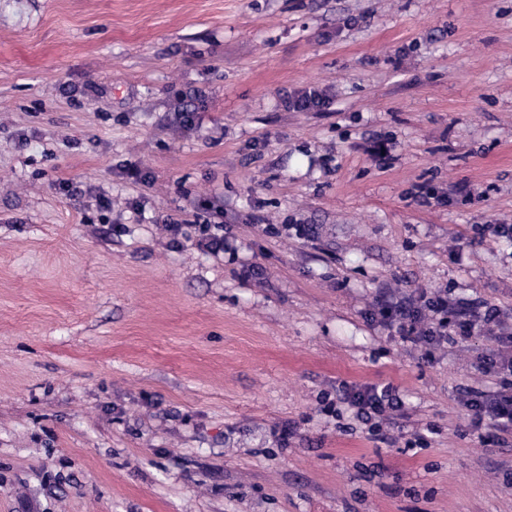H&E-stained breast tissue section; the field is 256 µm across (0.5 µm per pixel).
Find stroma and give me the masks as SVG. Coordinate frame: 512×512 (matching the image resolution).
Masks as SVG:
<instances>
[{
	"label": "stroma",
	"mask_w": 512,
	"mask_h": 512,
	"mask_svg": "<svg viewBox=\"0 0 512 512\" xmlns=\"http://www.w3.org/2000/svg\"><path fill=\"white\" fill-rule=\"evenodd\" d=\"M493 224L512 0H0V512H512L456 400L494 341L427 361L369 316L385 285L511 311ZM344 381L400 389L392 440L324 413ZM285 107L293 112H317L330 104V99L323 90L305 88L288 94L284 100Z\"/></svg>",
	"instance_id": "stroma-1"
}]
</instances>
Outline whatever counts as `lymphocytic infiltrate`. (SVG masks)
Instances as JSON below:
<instances>
[{
	"instance_id": "1",
	"label": "lymphocytic infiltrate",
	"mask_w": 512,
	"mask_h": 512,
	"mask_svg": "<svg viewBox=\"0 0 512 512\" xmlns=\"http://www.w3.org/2000/svg\"><path fill=\"white\" fill-rule=\"evenodd\" d=\"M373 313L381 324L396 328L400 338L427 360L442 344L491 337L496 347L485 358L482 370L496 376L497 385L491 390L465 389L460 403L472 431L480 433L482 441L501 448L512 446V315L480 297L423 288L405 297L380 289ZM336 399L372 435L406 415L404 401L389 384L344 382L336 390Z\"/></svg>"
}]
</instances>
